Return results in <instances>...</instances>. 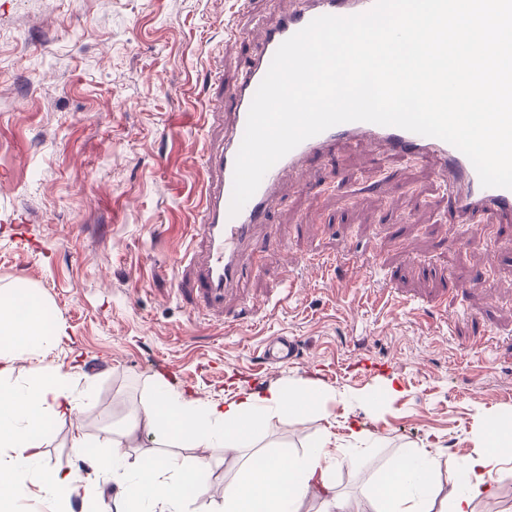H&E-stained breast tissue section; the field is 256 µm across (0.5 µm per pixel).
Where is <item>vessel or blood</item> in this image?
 Segmentation results:
<instances>
[{"mask_svg": "<svg viewBox=\"0 0 512 512\" xmlns=\"http://www.w3.org/2000/svg\"><path fill=\"white\" fill-rule=\"evenodd\" d=\"M373 4L374 0H288L276 23L266 28L260 51L249 59L232 89V109L226 115L223 137L206 154L194 226L196 249L190 263L199 309L223 316L224 301L246 270L251 244L279 202L283 180L289 176L305 179L312 163L335 162L336 148L343 142L377 144L389 154L411 160L435 157L459 223L478 232L483 231L482 219L487 215L495 216L498 223L512 224V190L483 187L473 164L460 150L438 138L369 122L338 124L303 141L267 172L239 213L230 214L235 159L248 111L278 47L318 16L358 14Z\"/></svg>", "mask_w": 512, "mask_h": 512, "instance_id": "1", "label": "vessel or blood"}]
</instances>
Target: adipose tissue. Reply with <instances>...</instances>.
<instances>
[{
	"instance_id": "obj_1",
	"label": "adipose tissue",
	"mask_w": 512,
	"mask_h": 512,
	"mask_svg": "<svg viewBox=\"0 0 512 512\" xmlns=\"http://www.w3.org/2000/svg\"><path fill=\"white\" fill-rule=\"evenodd\" d=\"M60 339L50 331L36 299L20 288L0 290V512L35 495L61 506L75 489L77 477L68 468L50 472L35 469L42 456L49 421L73 419L79 405L64 373L37 370L22 387L13 386L15 349L46 350ZM320 398L311 390L279 386L220 404L188 399L161 385L142 409L123 427L121 438L97 460L111 474L128 512H181L189 497L206 493L201 479L209 466L205 457L185 465L173 458H152L138 477L122 470L127 442L141 433L178 441L192 448H215L223 460L238 466L237 478L224 486L219 512H304L310 496H318L319 512H360L356 504L337 494L330 480L327 454L316 448L297 456L276 454L244 456L256 421L283 415H305L318 409ZM512 461V417L498 418L487 429L484 447L470 462L462 491L442 496L435 481L436 458L401 457L373 486V502L380 512H474L476 500L489 495L496 481L506 476Z\"/></svg>"
}]
</instances>
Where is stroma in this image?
Listing matches in <instances>:
<instances>
[{"instance_id":"35a3bbf8","label":"stroma","mask_w":512,"mask_h":512,"mask_svg":"<svg viewBox=\"0 0 512 512\" xmlns=\"http://www.w3.org/2000/svg\"><path fill=\"white\" fill-rule=\"evenodd\" d=\"M278 0H0V289L27 288L62 330L18 354L14 385L42 367L74 384L77 419L45 429L43 464L75 471L69 512H124L95 466L103 445L167 381L188 398L271 386L322 389L313 413L260 423L258 452L336 456L338 494L363 504L399 455L442 462L461 485L487 425L512 414V226L467 242L431 162L341 147L313 166L321 191L284 183L256 266L223 318L191 307L206 114L219 68L232 88ZM354 257L337 290L313 261ZM295 337L273 367L265 340ZM86 446L76 451L75 438ZM197 451L151 434L126 471ZM236 472L215 463L184 512H216Z\"/></svg>"}]
</instances>
